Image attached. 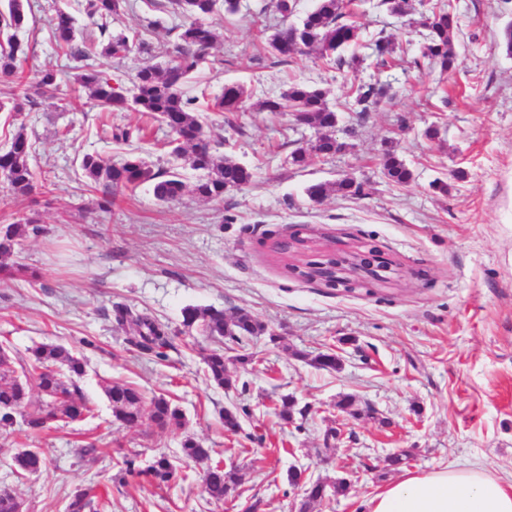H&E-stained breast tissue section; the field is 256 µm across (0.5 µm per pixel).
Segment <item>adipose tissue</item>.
<instances>
[{
    "instance_id": "1",
    "label": "adipose tissue",
    "mask_w": 512,
    "mask_h": 512,
    "mask_svg": "<svg viewBox=\"0 0 512 512\" xmlns=\"http://www.w3.org/2000/svg\"><path fill=\"white\" fill-rule=\"evenodd\" d=\"M369 512H512V474L490 475L482 463L404 473L368 502Z\"/></svg>"
}]
</instances>
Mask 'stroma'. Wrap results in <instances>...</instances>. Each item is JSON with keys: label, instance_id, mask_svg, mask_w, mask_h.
<instances>
[{"label": "stroma", "instance_id": "1", "mask_svg": "<svg viewBox=\"0 0 512 512\" xmlns=\"http://www.w3.org/2000/svg\"><path fill=\"white\" fill-rule=\"evenodd\" d=\"M242 2L239 13L212 18L217 40L200 84L217 91L238 82L258 99L300 81L343 108L352 85L387 80L388 98L360 121L344 111L336 135L347 149L304 169L288 157L314 133L294 129L288 115L250 106L228 122L208 114L226 153L252 167L250 186L220 200L188 192L163 204L143 185L102 213L92 208L101 193L88 187L80 160L87 153L120 159L129 147L112 140L111 125L146 118L87 99L65 108L62 94L76 71L58 51L49 19L61 6L84 33L97 28L86 0H24L25 77L37 80L46 66L64 75L60 95L16 119L0 112V150L25 129L39 182L19 199L0 187V224L32 215L43 228L14 257L26 274L0 278V345L15 376L33 345L81 351L87 366L78 384L94 415L50 431L19 422L0 432V487L15 492L22 512H65L74 490L89 486L106 512H244L253 503L258 512H298L301 495L288 479L296 468L314 481L350 484L311 512H367V500L406 471L479 461L492 474L512 472V56L501 47L512 0H453L458 61L445 73L420 60L421 39L403 19L366 2L358 25L407 44L410 65L337 71L307 56L279 61L253 23L259 12L265 25L279 24L270 0ZM175 23L145 0H127L111 29L145 34L160 56L176 40ZM388 147L412 169L408 185L383 175ZM346 176L362 184L361 196L333 194L316 204L305 194L310 184ZM438 178L447 180V194L432 190ZM367 245L392 263L388 280L348 290L314 276L316 264ZM119 305L175 330L173 347L158 357L129 345L114 318ZM188 305L242 309L263 322L264 333L236 348L253 357L248 367L232 365L236 387L205 381L202 355L220 343L182 331ZM327 350L340 357L339 371L308 362ZM111 383L167 395L183 411L184 429L121 427L104 392ZM286 395L308 407L306 419L280 424L275 408ZM349 395L359 416L337 407ZM233 407L248 414L228 432L221 414ZM188 435L205 441L209 462H180ZM90 441L101 450L94 460L80 453ZM25 448L39 449L46 465L20 477L13 458ZM401 451L407 460L387 465ZM162 454L178 462L167 487L118 464L125 455L144 469ZM218 461L238 490L219 503L203 486L208 463Z\"/></svg>", "mask_w": 512, "mask_h": 512}]
</instances>
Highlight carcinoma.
<instances>
[{
	"label": "carcinoma",
	"instance_id": "cac0c4a2",
	"mask_svg": "<svg viewBox=\"0 0 512 512\" xmlns=\"http://www.w3.org/2000/svg\"><path fill=\"white\" fill-rule=\"evenodd\" d=\"M125 0H88V13L96 18L100 35L108 36L102 49L96 48L95 39L83 36L75 18L60 9L50 20V29L57 45L66 55L81 62V73L74 79L68 98L73 106L88 95L109 112H141L168 129V141L174 163L157 168L142 152L133 149L118 162L105 161L95 154L83 155L80 169L88 183L102 187L97 201L100 210H111L118 196L125 191L147 185L161 203L180 199L187 189L183 170L198 172L192 184L193 193L205 200L224 198L229 190H241L254 178L253 169L233 157L218 152L212 143L201 115L202 111L234 113L243 109L250 94L238 83L224 85L219 95H210L200 88L191 94L186 85L196 74L215 40L212 25L206 19L221 13L233 15L239 12V0H167L150 5L173 15L185 18L178 27L177 44L168 54L165 63L153 58L143 60L136 71L133 88L127 90L112 82V75L98 68L96 56L124 59L135 47L136 37L123 33L108 34L110 24L123 10ZM351 0H317L315 6L303 16H296L294 0H275L276 11L283 26L269 38L268 44L276 57L286 61L296 55L312 53L322 64L341 70L354 69L362 61L371 59L385 66L396 53L394 41L380 31L368 40L361 41L360 28L351 20L347 10ZM386 11L405 16L413 10L412 0H379ZM26 21L23 0H8L7 11L0 12V74L12 78L15 84L10 111L21 112L32 107L41 98L52 97L59 91L60 71L46 68L35 82L19 75L18 58L25 54L22 44L16 41L15 31ZM418 26L422 29V57L430 64L446 71L457 63L453 45L455 16L448 0H436L422 12ZM386 95V88L379 84H364L352 89L355 112L361 116L378 104ZM260 112H294L301 115L304 126L313 130L315 141L308 147L295 148L289 163L304 168L318 158L340 152L345 142L336 137L339 115L336 106L328 101L326 90L301 82H293L278 96H267L256 103ZM113 139L128 142L146 137V127L130 129L115 125ZM33 143L19 127L10 147L0 152V179L15 197H28L35 190V173L31 165ZM384 176L397 185L413 180V171L406 161L387 150L381 159ZM337 192L344 196L362 195V184L350 177L335 182H318L306 188V194L314 203L322 202ZM42 228L37 218L25 217L12 224L0 225V274H11V267L4 260L11 258L28 237L38 235ZM115 321L121 327H129L133 336L129 342L142 353L163 355V350L173 346V334L164 326L144 314L133 312L127 306L115 308ZM182 326L196 329L213 339L227 338L237 344L243 338L256 336L265 325L247 311L240 310L228 315L212 306L188 305L182 310ZM25 363L27 378L34 380L41 396V404L31 413H24L30 391L29 383L15 376L0 373V430L13 427L16 416L24 418L27 426L41 431L55 422L83 419L93 414L91 402L84 396L74 377L84 374L83 359L63 345L39 344L29 349ZM298 357L309 361L319 369L336 371L341 368L336 353L328 351L314 357L304 353ZM204 375L207 381L220 388L235 385L229 363L246 366L250 355L224 356L222 350H211L203 356ZM112 408V416L128 429H136L149 420L160 430H179L185 425L182 410L163 395L146 398L137 388L127 384H112L105 389ZM277 415L286 424L294 422L295 415L305 416L307 410L296 408L294 399L283 396L276 407ZM182 458L196 462L210 457V449L194 438L182 442ZM125 473L133 477L144 476L159 487L167 485L175 475V466L162 454L145 470L135 467L134 460L122 456ZM45 465V459L37 449H26L14 457L18 474L33 473ZM203 481L205 491L215 501L229 498L235 483L228 480L224 468L216 464L207 469ZM96 495L90 487L78 489L69 497L65 512H95Z\"/></svg>",
	"mask_w": 512,
	"mask_h": 512
}]
</instances>
